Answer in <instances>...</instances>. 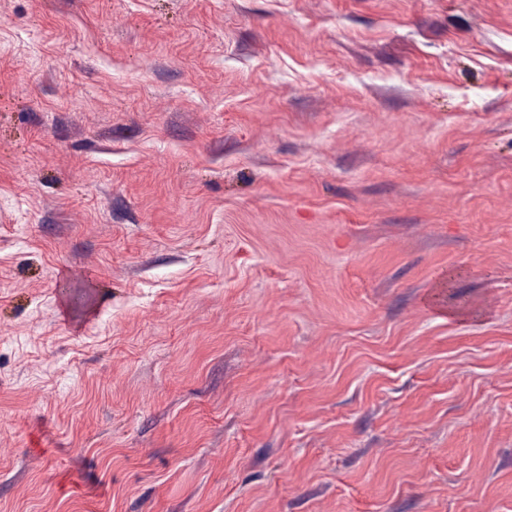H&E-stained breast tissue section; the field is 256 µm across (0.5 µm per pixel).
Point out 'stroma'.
Masks as SVG:
<instances>
[{
    "label": "stroma",
    "instance_id": "obj_1",
    "mask_svg": "<svg viewBox=\"0 0 512 512\" xmlns=\"http://www.w3.org/2000/svg\"><path fill=\"white\" fill-rule=\"evenodd\" d=\"M0 512H512V0H0Z\"/></svg>",
    "mask_w": 512,
    "mask_h": 512
}]
</instances>
